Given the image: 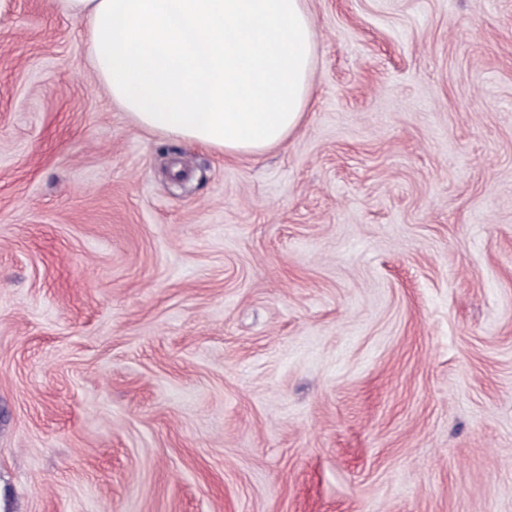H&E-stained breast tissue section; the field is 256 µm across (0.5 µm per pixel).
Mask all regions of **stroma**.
Returning <instances> with one entry per match:
<instances>
[{"mask_svg": "<svg viewBox=\"0 0 512 512\" xmlns=\"http://www.w3.org/2000/svg\"><path fill=\"white\" fill-rule=\"evenodd\" d=\"M306 7L227 155L0 0V512H512V0Z\"/></svg>", "mask_w": 512, "mask_h": 512, "instance_id": "35a3bbf8", "label": "stroma"}]
</instances>
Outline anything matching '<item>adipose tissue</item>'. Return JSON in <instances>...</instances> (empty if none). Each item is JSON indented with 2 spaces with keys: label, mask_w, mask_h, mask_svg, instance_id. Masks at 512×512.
<instances>
[{
  "label": "adipose tissue",
  "mask_w": 512,
  "mask_h": 512,
  "mask_svg": "<svg viewBox=\"0 0 512 512\" xmlns=\"http://www.w3.org/2000/svg\"><path fill=\"white\" fill-rule=\"evenodd\" d=\"M86 20L89 56L140 125L230 155L284 141L309 103L305 0H53Z\"/></svg>",
  "instance_id": "adipose-tissue-1"
}]
</instances>
